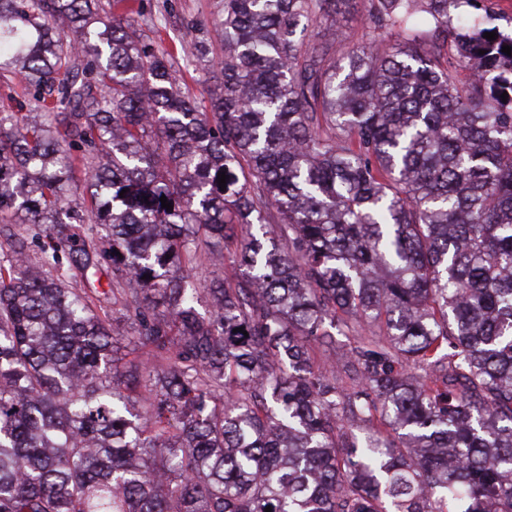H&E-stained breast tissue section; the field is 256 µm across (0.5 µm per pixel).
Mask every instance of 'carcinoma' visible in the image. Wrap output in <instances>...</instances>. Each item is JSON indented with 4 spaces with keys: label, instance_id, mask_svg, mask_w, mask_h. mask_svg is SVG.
Returning a JSON list of instances; mask_svg holds the SVG:
<instances>
[{
    "label": "carcinoma",
    "instance_id": "carcinoma-1",
    "mask_svg": "<svg viewBox=\"0 0 512 512\" xmlns=\"http://www.w3.org/2000/svg\"><path fill=\"white\" fill-rule=\"evenodd\" d=\"M349 2L224 0L202 112L138 20L0 0V512H512V31L302 51ZM0 110L6 112H28L22 90L15 84H4L0 81ZM224 251V263L212 264L210 261H205L197 266L196 278L201 282H206L208 285L213 278L224 279L231 278L239 273L237 265L234 264V255L228 254L224 249V245L216 246L214 251Z\"/></svg>",
    "mask_w": 512,
    "mask_h": 512
}]
</instances>
